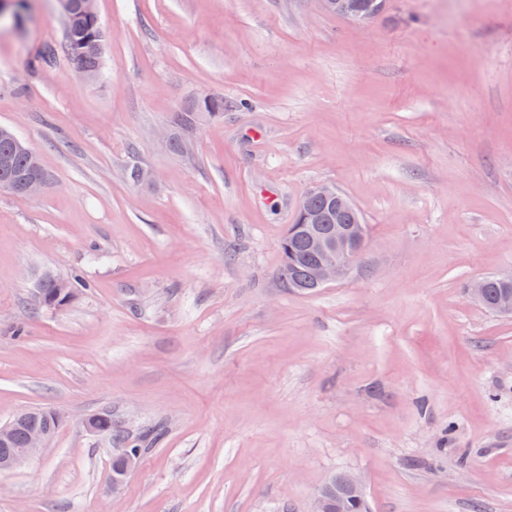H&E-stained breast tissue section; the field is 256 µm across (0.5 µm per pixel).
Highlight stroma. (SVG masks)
Returning a JSON list of instances; mask_svg holds the SVG:
<instances>
[{
	"label": "stroma",
	"instance_id": "1",
	"mask_svg": "<svg viewBox=\"0 0 512 512\" xmlns=\"http://www.w3.org/2000/svg\"><path fill=\"white\" fill-rule=\"evenodd\" d=\"M96 7V82L30 65L59 0L0 20V126L50 178L0 190V425L63 417L0 471V512H311L339 472L368 512H512V316L466 293L512 273V0L361 24L315 0ZM197 93L224 114L170 151ZM318 184L362 214L367 261L300 294L279 242ZM47 269L87 287L35 308ZM101 413L163 427L118 488Z\"/></svg>",
	"mask_w": 512,
	"mask_h": 512
}]
</instances>
